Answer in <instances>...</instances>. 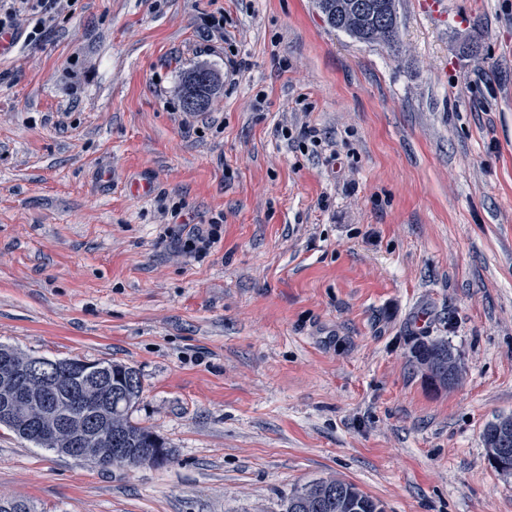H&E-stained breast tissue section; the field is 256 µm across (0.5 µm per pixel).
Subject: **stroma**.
I'll return each mask as SVG.
<instances>
[{
  "mask_svg": "<svg viewBox=\"0 0 512 512\" xmlns=\"http://www.w3.org/2000/svg\"><path fill=\"white\" fill-rule=\"evenodd\" d=\"M421 2L395 50L314 0H76L0 52V344L133 367L174 450L104 471L0 427L1 498L281 512L336 478L385 512H512L482 440L512 415V0ZM200 66L220 85L188 113ZM175 207L222 223L206 257L163 235Z\"/></svg>",
  "mask_w": 512,
  "mask_h": 512,
  "instance_id": "stroma-1",
  "label": "stroma"
}]
</instances>
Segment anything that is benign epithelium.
<instances>
[{"label":"benign epithelium","mask_w":512,"mask_h":512,"mask_svg":"<svg viewBox=\"0 0 512 512\" xmlns=\"http://www.w3.org/2000/svg\"><path fill=\"white\" fill-rule=\"evenodd\" d=\"M367 11L364 0H350L345 5V21L363 19ZM445 361L444 375L436 377L442 387L456 385L461 370L451 351L439 352ZM79 376L76 395L69 400V409H44L38 425L39 441L53 448L84 452L89 440L96 442L101 452L118 447L119 425L112 419V369L77 363H51L48 360L23 353L0 357V411L13 408L34 397H42L52 380L63 375ZM486 441L491 458L499 461L512 454V419L502 418L486 430Z\"/></svg>","instance_id":"7a95c632"}]
</instances>
